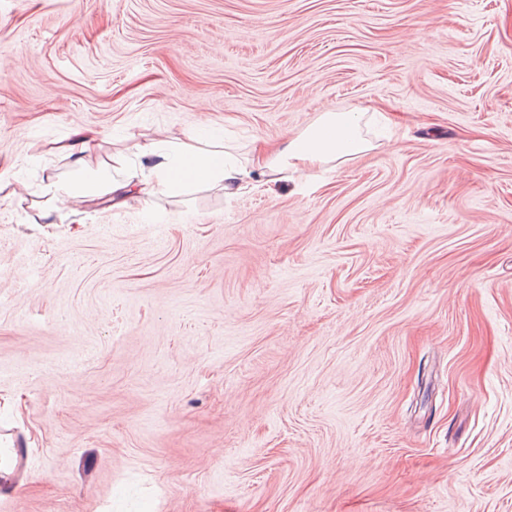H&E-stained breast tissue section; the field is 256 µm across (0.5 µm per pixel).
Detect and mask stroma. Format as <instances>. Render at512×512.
I'll list each match as a JSON object with an SVG mask.
<instances>
[{"mask_svg": "<svg viewBox=\"0 0 512 512\" xmlns=\"http://www.w3.org/2000/svg\"><path fill=\"white\" fill-rule=\"evenodd\" d=\"M0 512H512V0H0ZM332 171L32 225L95 159L320 113Z\"/></svg>", "mask_w": 512, "mask_h": 512, "instance_id": "35a3bbf8", "label": "stroma"}]
</instances>
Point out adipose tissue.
<instances>
[{
    "label": "adipose tissue",
    "mask_w": 512,
    "mask_h": 512,
    "mask_svg": "<svg viewBox=\"0 0 512 512\" xmlns=\"http://www.w3.org/2000/svg\"><path fill=\"white\" fill-rule=\"evenodd\" d=\"M363 124L360 112H324L303 132L280 142L251 141L243 154L227 144L223 130L202 128L185 140L134 142L113 152L111 164L92 171L86 168L87 160L99 148L100 134L78 130L72 142L54 148L55 154L69 160L75 176L63 180L44 175L42 214L65 209L78 216L88 205L128 209L141 197L158 194L177 197L213 190L237 197L315 167L355 160L372 148Z\"/></svg>",
    "instance_id": "1"
}]
</instances>
